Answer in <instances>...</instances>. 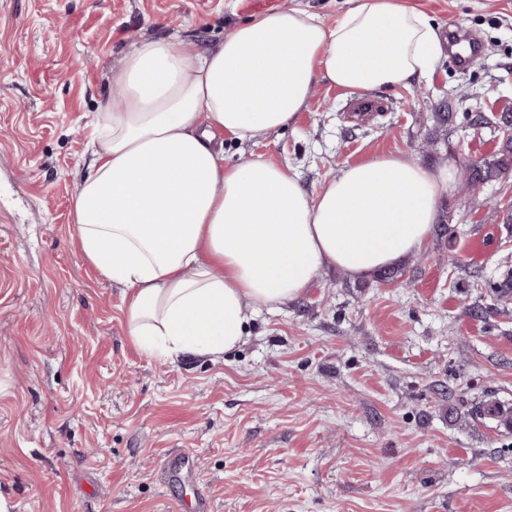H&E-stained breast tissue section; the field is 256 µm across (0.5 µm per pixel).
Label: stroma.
<instances>
[{"label": "stroma", "instance_id": "35a3bbf8", "mask_svg": "<svg viewBox=\"0 0 512 512\" xmlns=\"http://www.w3.org/2000/svg\"><path fill=\"white\" fill-rule=\"evenodd\" d=\"M482 43L411 87L319 82L285 129L224 140L316 194L401 152L433 167L499 155L512 115V0H407ZM355 0H0V496L10 512H512V179L446 198L398 278L323 270L224 358L170 361L128 334L123 289L74 244L91 122L141 41L214 48L260 14L333 25ZM453 119L438 123L439 104ZM481 113L476 128L467 115ZM187 453L189 482L166 473Z\"/></svg>", "mask_w": 512, "mask_h": 512}]
</instances>
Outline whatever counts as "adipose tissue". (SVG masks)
<instances>
[{
  "mask_svg": "<svg viewBox=\"0 0 512 512\" xmlns=\"http://www.w3.org/2000/svg\"><path fill=\"white\" fill-rule=\"evenodd\" d=\"M442 53L437 27L402 0H357L332 27L270 12L193 56L173 38L140 42L92 124L72 203L82 255L126 289L137 345L219 359L256 307L298 299L322 269L367 279L421 251L458 188L453 161L379 155L312 195L263 158L226 163L215 141L287 127L322 81L412 85Z\"/></svg>",
  "mask_w": 512,
  "mask_h": 512,
  "instance_id": "1",
  "label": "adipose tissue"
}]
</instances>
